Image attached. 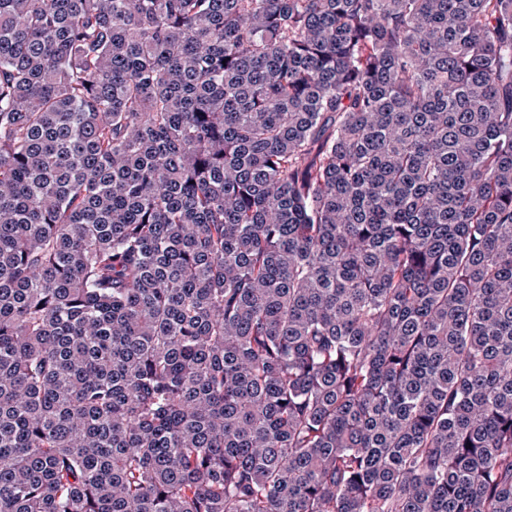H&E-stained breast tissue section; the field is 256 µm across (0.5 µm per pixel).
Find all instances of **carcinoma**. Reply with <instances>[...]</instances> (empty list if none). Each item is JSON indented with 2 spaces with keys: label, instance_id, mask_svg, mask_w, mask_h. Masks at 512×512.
Segmentation results:
<instances>
[{
  "label": "carcinoma",
  "instance_id": "cac0c4a2",
  "mask_svg": "<svg viewBox=\"0 0 512 512\" xmlns=\"http://www.w3.org/2000/svg\"><path fill=\"white\" fill-rule=\"evenodd\" d=\"M0 512H512V0H0Z\"/></svg>",
  "mask_w": 512,
  "mask_h": 512
}]
</instances>
